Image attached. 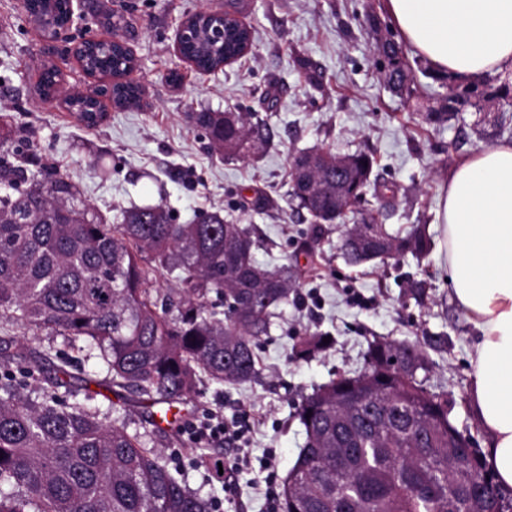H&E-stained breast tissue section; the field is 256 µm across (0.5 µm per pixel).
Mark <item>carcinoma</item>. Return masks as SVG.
Here are the masks:
<instances>
[{
	"mask_svg": "<svg viewBox=\"0 0 512 512\" xmlns=\"http://www.w3.org/2000/svg\"><path fill=\"white\" fill-rule=\"evenodd\" d=\"M378 36L379 73L395 92L409 91L410 77L389 27L372 19ZM251 33L231 13L190 18L183 55L216 71L238 57ZM85 67L121 75L134 65L125 46L86 45ZM57 85L47 67L40 96ZM119 107L140 103L136 87H112ZM78 115L97 113L93 98L67 99ZM196 125L220 153L247 157L263 145V119L255 112H195ZM336 155L290 159L289 178L298 208L320 224L352 211L370 186L373 158ZM0 512H210L185 476L171 471L146 434L108 420L90 404L94 396L68 378L70 363L45 357L16 377L10 365L26 360L14 326L63 337L106 373L103 385L147 403L152 424L166 419L152 407L168 406L195 392L208 378L240 385L258 373L257 349L268 335L293 285L288 268H266L254 257L249 227L228 224L218 212L193 224H176L163 204L131 207L122 223L105 222L58 174L43 179L23 163L0 157ZM347 229L348 262H384L410 252L423 256L431 241L413 229L393 234L375 227L369 248ZM173 275L177 291L155 287L157 273ZM224 297V309L208 296ZM324 346L310 334L294 345L292 359L308 360ZM359 374H340L305 396L295 416L306 444L284 479L281 512H473L500 487L481 450L465 447L448 411V395L428 390L429 365L422 350L376 339ZM311 417H306V414Z\"/></svg>",
	"mask_w": 512,
	"mask_h": 512,
	"instance_id": "obj_1",
	"label": "carcinoma"
}]
</instances>
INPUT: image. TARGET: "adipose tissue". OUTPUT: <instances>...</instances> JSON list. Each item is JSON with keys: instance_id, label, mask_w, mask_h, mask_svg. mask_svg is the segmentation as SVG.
<instances>
[{"instance_id": "adipose-tissue-1", "label": "adipose tissue", "mask_w": 512, "mask_h": 512, "mask_svg": "<svg viewBox=\"0 0 512 512\" xmlns=\"http://www.w3.org/2000/svg\"><path fill=\"white\" fill-rule=\"evenodd\" d=\"M413 51L476 81L512 68V0H385ZM457 304L478 332L467 398L497 483L512 488V143L460 160L436 213Z\"/></svg>"}]
</instances>
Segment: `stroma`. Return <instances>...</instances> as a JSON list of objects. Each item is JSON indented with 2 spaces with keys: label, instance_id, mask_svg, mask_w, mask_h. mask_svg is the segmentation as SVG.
Here are the masks:
<instances>
[{
  "label": "stroma",
  "instance_id": "1",
  "mask_svg": "<svg viewBox=\"0 0 512 512\" xmlns=\"http://www.w3.org/2000/svg\"><path fill=\"white\" fill-rule=\"evenodd\" d=\"M109 2L111 16L89 17L86 28L90 36L107 39L117 32L114 24H121L118 32L137 60L131 78L143 96L132 109L105 103V119L90 129L65 97L91 88L94 79L74 58L59 59L58 91L53 100L42 99L36 92L45 61L39 28L22 0H0V122L9 130L0 138V156L26 162L35 172L68 176L82 200L111 224L120 223L129 207L162 203L179 224L217 211L229 223L251 225L260 241L257 262L287 267L297 295L278 309L261 342L258 380L233 387L206 380L181 403L187 420L198 423L215 411L252 417V465L233 475V491L197 465L195 442L182 428H151L134 394L99 395L103 373L89 361L85 376L97 394L96 406L146 432L168 467L184 474L201 496L222 502L223 512H271L265 480L282 481L306 441L294 417L302 398L338 374L363 370L374 338L418 343L444 335L447 349L425 352L426 385L447 392L458 428L485 444L466 401L477 332L454 299L434 221L441 188L457 162L512 142V76L502 72L476 81L475 92L453 104V119L433 123L428 113L448 104L447 76L408 46L403 52L415 95L390 91L375 68L370 20L384 16V0H251L240 16L254 31L251 49L209 74L180 59L175 33L195 13L223 10L224 0ZM302 58L319 86L305 80ZM200 111L257 113L267 125L264 149L245 159L220 155L189 118ZM308 149L371 154L377 187L356 205V217H374L393 233L423 228L432 243L428 255L351 265L341 250L346 223H313L291 197L290 157ZM412 279L425 282L423 301L406 295ZM352 287L367 306L349 301ZM15 332L28 358L81 357L50 332L35 334L22 326ZM311 333L329 336V346L310 360L293 361L296 337Z\"/></svg>",
  "mask_w": 512,
  "mask_h": 512
}]
</instances>
